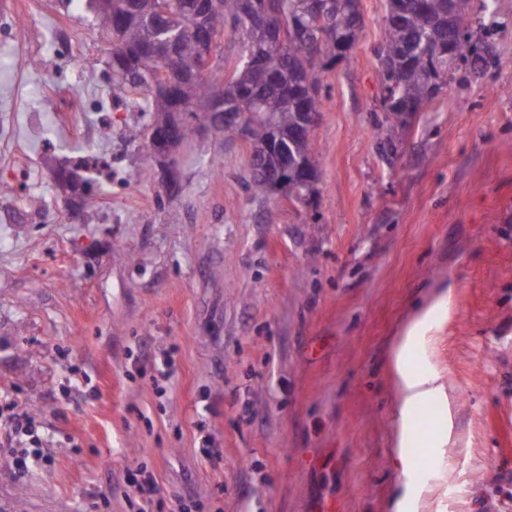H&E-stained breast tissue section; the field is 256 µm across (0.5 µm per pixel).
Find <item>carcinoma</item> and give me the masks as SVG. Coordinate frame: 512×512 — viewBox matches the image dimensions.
I'll list each match as a JSON object with an SVG mask.
<instances>
[{
	"instance_id": "1",
	"label": "carcinoma",
	"mask_w": 512,
	"mask_h": 512,
	"mask_svg": "<svg viewBox=\"0 0 512 512\" xmlns=\"http://www.w3.org/2000/svg\"><path fill=\"white\" fill-rule=\"evenodd\" d=\"M167 2L169 16L159 14ZM88 0L99 41L112 46V79L146 93L139 105L150 119L145 127L135 126L129 137L137 140L144 130H159L179 112L194 124L210 121L205 107L217 85L224 86L222 135L233 139L240 128L248 130L251 150L261 151L269 164L285 162L296 176L288 179V194L296 199L314 192L318 160L312 135L295 138L292 131L320 109V73L353 45L359 36L353 16L360 12L359 0H318L317 14L308 15L307 0H280V16L271 19L284 25L286 35L259 38L254 19L262 18L274 0H218L205 11L202 27L229 32L237 37L240 57L232 69L215 63L208 78L193 80L196 68L192 16L200 12L197 0H112V9ZM473 0H387L385 42L378 52V77L385 92L386 141L392 132L407 124L447 81L448 74L462 65L486 61V42L475 41ZM455 20L453 52L440 40ZM173 39L176 56L165 67L175 79L173 96L151 89L150 73L129 64L123 47L148 45L150 40ZM252 194L267 196L278 187L259 172L249 185Z\"/></svg>"
}]
</instances>
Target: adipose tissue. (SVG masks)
<instances>
[{"label": "adipose tissue", "mask_w": 512, "mask_h": 512, "mask_svg": "<svg viewBox=\"0 0 512 512\" xmlns=\"http://www.w3.org/2000/svg\"><path fill=\"white\" fill-rule=\"evenodd\" d=\"M419 323H412L395 351V365L402 382V398L398 413V433L396 448L398 452H406L410 446V418L415 409L426 399L444 396L445 391L436 378L414 373L406 369L405 360L418 339Z\"/></svg>", "instance_id": "1"}]
</instances>
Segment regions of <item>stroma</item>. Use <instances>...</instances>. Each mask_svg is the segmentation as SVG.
Instances as JSON below:
<instances>
[{
    "label": "stroma",
    "mask_w": 512,
    "mask_h": 512,
    "mask_svg": "<svg viewBox=\"0 0 512 512\" xmlns=\"http://www.w3.org/2000/svg\"><path fill=\"white\" fill-rule=\"evenodd\" d=\"M11 3L0 113L22 152L0 147V212L17 215L0 236V404L35 423L19 437L0 417V512H137L141 468L170 512H387L400 482L405 512H512V0L485 18L484 68L450 75L393 155L377 137L386 0H360L357 41L322 75L302 203L252 197L248 143L211 132L190 134L167 191L126 137L143 94L113 83L83 0ZM106 98L109 134L84 136ZM88 153L129 180L82 210L54 170ZM427 305L412 365L446 397L413 413L419 460L394 446V353ZM31 446L43 458L19 475L12 452Z\"/></svg>",
    "instance_id": "stroma-1"
}]
</instances>
